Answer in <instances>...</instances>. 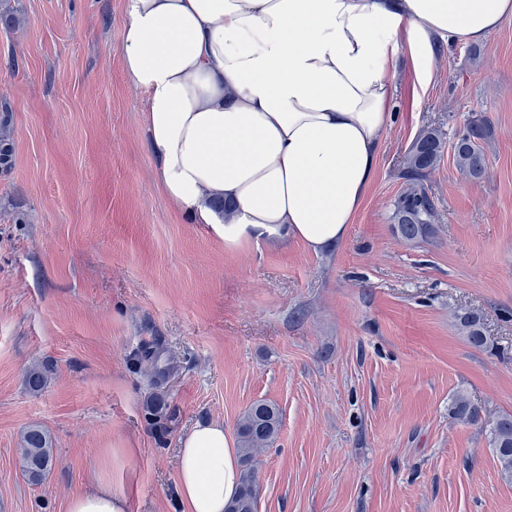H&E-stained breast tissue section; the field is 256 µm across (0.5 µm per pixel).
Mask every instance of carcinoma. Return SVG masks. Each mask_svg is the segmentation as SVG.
<instances>
[{
  "instance_id": "1",
  "label": "carcinoma",
  "mask_w": 512,
  "mask_h": 512,
  "mask_svg": "<svg viewBox=\"0 0 512 512\" xmlns=\"http://www.w3.org/2000/svg\"><path fill=\"white\" fill-rule=\"evenodd\" d=\"M487 134V117L477 115L469 120L465 131L453 143L458 168L473 178L480 177L485 170L486 157L481 142ZM444 144V134L431 130L422 134L413 145L410 165L403 173L405 188L394 200L392 213L396 232L408 242L426 241L435 234V204L428 192L427 181L441 160ZM454 321L470 345L486 347L483 318L479 313L458 311L454 313ZM45 382L42 368L34 366L29 369L27 383L32 393L40 392ZM451 412L454 418L467 424H482L481 409L462 393L455 396ZM280 430V411L273 404L257 401L244 411L237 427L241 485L238 495L231 500L225 512H256L258 474L254 466L255 457L278 438ZM488 442L501 476L512 480V415L502 417L489 429ZM54 460V448L48 432L40 427L26 430L20 448V467L28 482L42 483L48 477Z\"/></svg>"
}]
</instances>
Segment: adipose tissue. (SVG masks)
Returning a JSON list of instances; mask_svg holds the SVG:
<instances>
[{"label": "adipose tissue", "mask_w": 512, "mask_h": 512, "mask_svg": "<svg viewBox=\"0 0 512 512\" xmlns=\"http://www.w3.org/2000/svg\"><path fill=\"white\" fill-rule=\"evenodd\" d=\"M125 14L124 67L146 96L163 194L225 242L318 254L345 239L375 177L396 59L424 69L437 42L483 40L512 0H125ZM239 476L223 422L181 440V512H224ZM128 507L103 479L67 512Z\"/></svg>", "instance_id": "1"}]
</instances>
